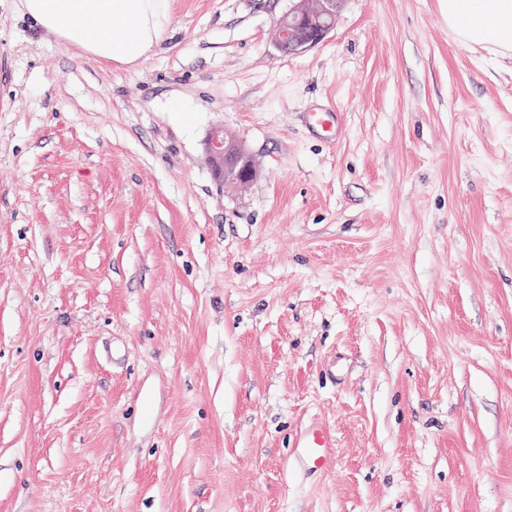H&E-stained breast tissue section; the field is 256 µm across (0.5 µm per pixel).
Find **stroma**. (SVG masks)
<instances>
[{
    "label": "stroma",
    "instance_id": "stroma-1",
    "mask_svg": "<svg viewBox=\"0 0 512 512\" xmlns=\"http://www.w3.org/2000/svg\"><path fill=\"white\" fill-rule=\"evenodd\" d=\"M169 4L125 65L0 0V512H512V54L447 0L290 56L291 0ZM205 151L216 181L237 189L252 182L256 169L243 145L215 128L205 142ZM292 463L304 473H322L335 468L334 436L326 425L314 423L300 432L292 453Z\"/></svg>",
    "mask_w": 512,
    "mask_h": 512
}]
</instances>
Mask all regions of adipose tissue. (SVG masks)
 <instances>
[{
    "label": "adipose tissue",
    "mask_w": 512,
    "mask_h": 512,
    "mask_svg": "<svg viewBox=\"0 0 512 512\" xmlns=\"http://www.w3.org/2000/svg\"><path fill=\"white\" fill-rule=\"evenodd\" d=\"M32 24L90 57L135 63L161 39L168 0H22ZM448 26L465 45L512 50V0H448Z\"/></svg>",
    "instance_id": "ef3b65f1"
}]
</instances>
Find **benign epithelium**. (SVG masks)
<instances>
[{"instance_id": "benign-epithelium-1", "label": "benign epithelium", "mask_w": 512, "mask_h": 512, "mask_svg": "<svg viewBox=\"0 0 512 512\" xmlns=\"http://www.w3.org/2000/svg\"><path fill=\"white\" fill-rule=\"evenodd\" d=\"M346 0H293V5L277 24L272 41L276 49L289 55L307 52L331 31ZM205 151L216 181L234 189L252 182L256 169L243 145L215 128L205 142Z\"/></svg>"}]
</instances>
